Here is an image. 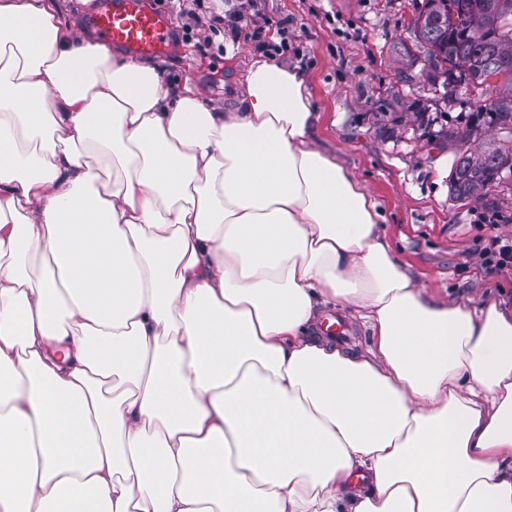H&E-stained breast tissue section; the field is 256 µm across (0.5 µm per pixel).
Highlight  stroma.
I'll return each instance as SVG.
<instances>
[{
  "instance_id": "stroma-1",
  "label": "stroma",
  "mask_w": 512,
  "mask_h": 512,
  "mask_svg": "<svg viewBox=\"0 0 512 512\" xmlns=\"http://www.w3.org/2000/svg\"><path fill=\"white\" fill-rule=\"evenodd\" d=\"M253 2L269 19L270 40L286 42L287 51L274 55L241 40L217 45L186 33V19L170 0H146L172 22V35L156 56L163 83L187 84L226 103L243 90L255 60L299 70L320 110L315 146L371 193L384 215L380 232L412 278L470 306L478 291L488 289L512 308V267L490 272L479 264L493 237H512V172L502 173L498 187L481 200L456 199L450 191L454 151L413 141L407 125L419 108L453 119L478 111L485 97L477 87L457 100L419 99L410 80L422 64L405 47L413 42L408 25L422 0ZM381 107L402 126L378 124Z\"/></svg>"
}]
</instances>
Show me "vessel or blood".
Masks as SVG:
<instances>
[{
    "label": "vessel or blood",
    "mask_w": 512,
    "mask_h": 512,
    "mask_svg": "<svg viewBox=\"0 0 512 512\" xmlns=\"http://www.w3.org/2000/svg\"><path fill=\"white\" fill-rule=\"evenodd\" d=\"M87 18L106 45L124 47L136 57L154 54L168 39L171 25L144 0H92Z\"/></svg>",
    "instance_id": "obj_1"
}]
</instances>
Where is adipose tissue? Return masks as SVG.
<instances>
[{
  "mask_svg": "<svg viewBox=\"0 0 512 512\" xmlns=\"http://www.w3.org/2000/svg\"><path fill=\"white\" fill-rule=\"evenodd\" d=\"M244 82L0 0V512H512V310L414 281L301 72ZM347 311V310H346ZM345 310L338 309L332 305L327 307V311L321 317L319 324L321 327V323L323 320L330 316L339 317L343 320V322L348 327V333L344 340H337L338 342L344 344L348 348L353 351L362 352L364 351L371 343V336L367 330H363L361 325L358 322L353 321L350 323V319L347 317V312Z\"/></svg>",
  "mask_w": 512,
  "mask_h": 512,
  "instance_id": "obj_1",
  "label": "adipose tissue"
}]
</instances>
